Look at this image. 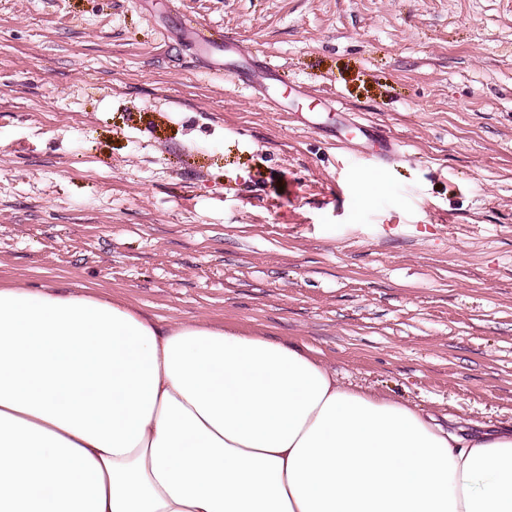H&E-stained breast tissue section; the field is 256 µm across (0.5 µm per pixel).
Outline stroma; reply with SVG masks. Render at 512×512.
<instances>
[{"mask_svg": "<svg viewBox=\"0 0 512 512\" xmlns=\"http://www.w3.org/2000/svg\"><path fill=\"white\" fill-rule=\"evenodd\" d=\"M312 97L404 160L306 129ZM57 280L511 426L512 0H0V288Z\"/></svg>", "mask_w": 512, "mask_h": 512, "instance_id": "1", "label": "stroma"}]
</instances>
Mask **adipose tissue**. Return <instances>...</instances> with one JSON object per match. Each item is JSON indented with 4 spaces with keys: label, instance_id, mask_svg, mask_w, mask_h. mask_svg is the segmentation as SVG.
Wrapping results in <instances>:
<instances>
[{
    "label": "adipose tissue",
    "instance_id": "obj_1",
    "mask_svg": "<svg viewBox=\"0 0 512 512\" xmlns=\"http://www.w3.org/2000/svg\"><path fill=\"white\" fill-rule=\"evenodd\" d=\"M0 512H512V427L459 434L280 340L5 287Z\"/></svg>",
    "mask_w": 512,
    "mask_h": 512
}]
</instances>
